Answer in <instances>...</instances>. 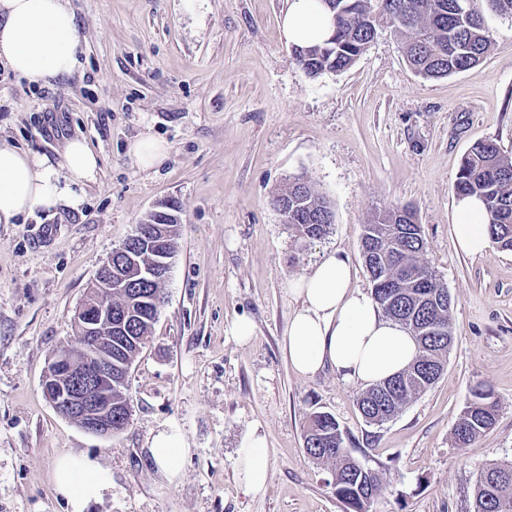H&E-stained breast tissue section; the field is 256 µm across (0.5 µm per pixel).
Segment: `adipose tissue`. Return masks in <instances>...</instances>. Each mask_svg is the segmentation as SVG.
Returning <instances> with one entry per match:
<instances>
[{
    "label": "adipose tissue",
    "instance_id": "obj_1",
    "mask_svg": "<svg viewBox=\"0 0 512 512\" xmlns=\"http://www.w3.org/2000/svg\"><path fill=\"white\" fill-rule=\"evenodd\" d=\"M289 43L307 45L328 38L330 18L321 0H291L282 19ZM79 36L69 0H0V63L31 85L71 74L78 64ZM99 159L79 137L68 140L61 162L0 144V224L16 223L36 209H80L94 183ZM483 204L466 197L456 203L454 241L468 255L484 253L490 239ZM297 302L289 330L288 355L294 370L311 376L323 366L348 384L372 385L407 368L419 350L413 336L387 318L373 297L352 285L341 256L329 254L291 283ZM187 448L170 425L152 438L150 453L169 479H176ZM238 477L249 490H263L269 469L265 439L248 433L237 450ZM57 492L70 512H86L112 487L110 471L84 455L67 454L55 466Z\"/></svg>",
    "mask_w": 512,
    "mask_h": 512
}]
</instances>
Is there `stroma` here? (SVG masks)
Listing matches in <instances>:
<instances>
[{
	"label": "stroma",
	"mask_w": 512,
	"mask_h": 512,
	"mask_svg": "<svg viewBox=\"0 0 512 512\" xmlns=\"http://www.w3.org/2000/svg\"><path fill=\"white\" fill-rule=\"evenodd\" d=\"M288 2L70 0L73 75L31 86L0 64V142L55 161L78 136L101 168L80 210L0 224V512H69L53 481L68 453L112 473L88 512H345L331 464L304 448L314 410L333 414L379 474L370 512H473L483 467L512 462V251L469 256L453 237L467 151L490 140L512 157V18L485 12L489 53L446 78L416 74L387 29L349 69L312 78L281 32ZM144 135L169 146L148 171L127 154ZM298 175L335 214L306 243L271 204ZM167 200L181 204V227L152 338L130 370V423L99 438L52 406L42 378L112 249ZM396 206L422 226L420 260L452 299L453 342L439 380L378 426L358 410L361 385L329 367L293 369L289 284L334 252L371 293L362 227ZM242 317L254 325L245 344L232 334ZM477 388L492 392L496 422L461 447L453 427ZM170 424L188 446L174 482L149 453ZM252 431L269 466L259 493L236 467Z\"/></svg>",
	"instance_id": "stroma-1"
}]
</instances>
